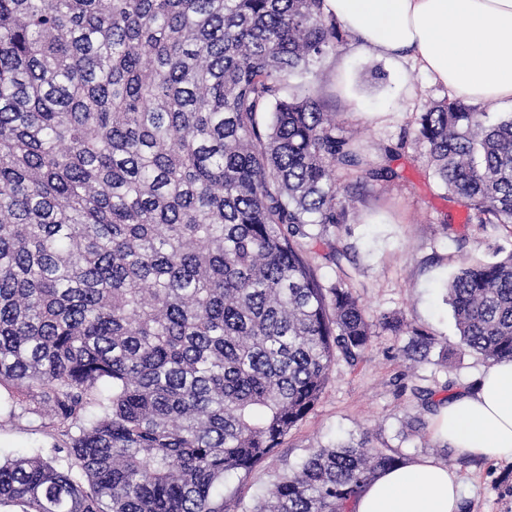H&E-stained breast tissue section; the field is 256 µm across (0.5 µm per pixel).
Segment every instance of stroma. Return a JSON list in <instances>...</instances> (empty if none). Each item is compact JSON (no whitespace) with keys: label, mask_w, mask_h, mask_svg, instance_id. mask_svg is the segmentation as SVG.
I'll use <instances>...</instances> for the list:
<instances>
[{"label":"stroma","mask_w":512,"mask_h":512,"mask_svg":"<svg viewBox=\"0 0 512 512\" xmlns=\"http://www.w3.org/2000/svg\"><path fill=\"white\" fill-rule=\"evenodd\" d=\"M307 89L335 113L337 135L397 173L392 180L338 175L348 187L340 195L347 221L328 225L327 237L339 254L316 260L325 283L344 282L359 299L374 336L357 363L336 359L314 409L250 475L228 476L224 492L252 504L275 475L297 468L313 449L365 437L370 447L409 462L446 461L461 482V512H512V460L455 455L433 439V414L419 397L428 390L441 399L474 386L488 368L483 356L461 349L446 285L463 260L494 261L512 250V229L469 222L465 201L446 191L426 146L414 141L419 113L452 92L412 60L387 61L360 50L348 34L311 73L289 82V93ZM389 146L396 153L388 161ZM394 314L434 338L426 356L409 353L408 336L380 328ZM55 444L35 424L0 423L1 458L31 451L51 458Z\"/></svg>","instance_id":"1"}]
</instances>
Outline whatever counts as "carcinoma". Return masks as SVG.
<instances>
[{
	"label": "carcinoma",
	"mask_w": 512,
	"mask_h": 512,
	"mask_svg": "<svg viewBox=\"0 0 512 512\" xmlns=\"http://www.w3.org/2000/svg\"><path fill=\"white\" fill-rule=\"evenodd\" d=\"M342 38L326 0H0V415L64 453L0 463V512H350L404 463L317 448L250 508L224 494L373 336L311 253L346 222L335 171L395 172L288 96ZM417 125L448 193L511 226L512 117L444 99ZM447 293L462 346L511 359L512 252Z\"/></svg>",
	"instance_id": "obj_1"
}]
</instances>
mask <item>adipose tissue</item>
I'll return each mask as SVG.
<instances>
[{"label":"adipose tissue","mask_w":512,"mask_h":512,"mask_svg":"<svg viewBox=\"0 0 512 512\" xmlns=\"http://www.w3.org/2000/svg\"><path fill=\"white\" fill-rule=\"evenodd\" d=\"M361 50L395 61L413 54L457 95L512 103V0H328ZM432 433L457 454L512 457V360L487 368L474 389L440 406ZM447 463L422 458L380 473L352 512H460Z\"/></svg>","instance_id":"adipose-tissue-1"}]
</instances>
